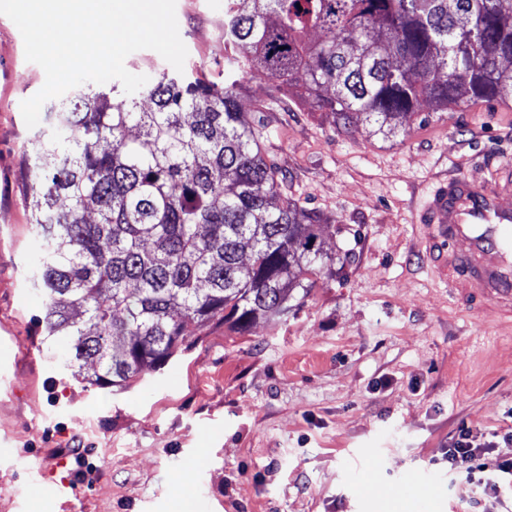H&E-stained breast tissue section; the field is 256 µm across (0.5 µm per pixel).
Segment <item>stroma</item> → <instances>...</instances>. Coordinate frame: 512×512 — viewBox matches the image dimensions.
Returning <instances> with one entry per match:
<instances>
[{
	"label": "stroma",
	"mask_w": 512,
	"mask_h": 512,
	"mask_svg": "<svg viewBox=\"0 0 512 512\" xmlns=\"http://www.w3.org/2000/svg\"><path fill=\"white\" fill-rule=\"evenodd\" d=\"M227 0H176L184 76L224 82ZM239 104L281 97L265 112V156L282 189L330 217L329 266L295 291L287 315L246 333L193 330L188 350L126 388L83 387L57 363L31 281L39 244L26 203L21 103L45 83L22 35L0 15V336L11 340L0 392V512H388L357 495L360 464L402 497L440 488L441 505L470 512L471 485L440 464L460 424L506 429L512 409V324L460 306L434 275L415 222L435 176L488 175L512 156V101L436 111L386 142L363 117L336 127L326 113L261 72L240 75ZM96 466L78 495L56 494L49 472ZM192 469L188 489L180 473Z\"/></svg>",
	"instance_id": "35a3bbf8"
}]
</instances>
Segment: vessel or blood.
<instances>
[{
    "instance_id": "vessel-or-blood-1",
    "label": "vessel or blood",
    "mask_w": 512,
    "mask_h": 512,
    "mask_svg": "<svg viewBox=\"0 0 512 512\" xmlns=\"http://www.w3.org/2000/svg\"><path fill=\"white\" fill-rule=\"evenodd\" d=\"M433 271L464 307L512 318V161L437 180L416 217Z\"/></svg>"
}]
</instances>
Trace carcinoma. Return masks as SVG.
Segmentation results:
<instances>
[{"instance_id": "carcinoma-1", "label": "carcinoma", "mask_w": 512, "mask_h": 512, "mask_svg": "<svg viewBox=\"0 0 512 512\" xmlns=\"http://www.w3.org/2000/svg\"><path fill=\"white\" fill-rule=\"evenodd\" d=\"M224 50L222 87L163 74L136 97L79 90L28 141L38 323L81 383L161 369L190 326L246 333L288 314L327 258V220L281 191L236 71L281 80L339 127L362 114L404 135L423 102L512 99V0H227Z\"/></svg>"}]
</instances>
